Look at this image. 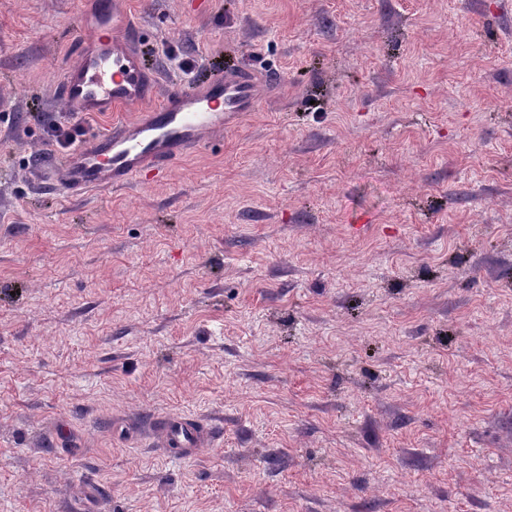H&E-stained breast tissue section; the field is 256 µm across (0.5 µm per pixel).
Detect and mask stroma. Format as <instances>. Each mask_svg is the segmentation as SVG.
Returning a JSON list of instances; mask_svg holds the SVG:
<instances>
[{"label": "stroma", "mask_w": 512, "mask_h": 512, "mask_svg": "<svg viewBox=\"0 0 512 512\" xmlns=\"http://www.w3.org/2000/svg\"><path fill=\"white\" fill-rule=\"evenodd\" d=\"M88 6L0 0V512H512V0H120L160 93L276 82L70 198ZM158 432L162 448L168 453L177 451L176 455L183 460L192 457L197 447L206 440L197 423L185 417H173L164 421Z\"/></svg>", "instance_id": "35a3bbf8"}]
</instances>
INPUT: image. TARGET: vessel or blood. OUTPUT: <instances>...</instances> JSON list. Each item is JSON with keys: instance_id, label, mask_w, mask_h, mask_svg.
<instances>
[{"instance_id": "obj_1", "label": "vessel or blood", "mask_w": 512, "mask_h": 512, "mask_svg": "<svg viewBox=\"0 0 512 512\" xmlns=\"http://www.w3.org/2000/svg\"><path fill=\"white\" fill-rule=\"evenodd\" d=\"M96 28L78 32L75 62L60 84L66 111L82 115L133 110L134 118L74 148L58 165V187L76 196L126 185L164 171L211 137L238 124L261 102V83L246 70L159 96V77L135 51L137 27L115 0H96ZM166 452L192 457L205 436L194 420L173 417L158 428Z\"/></svg>"}]
</instances>
